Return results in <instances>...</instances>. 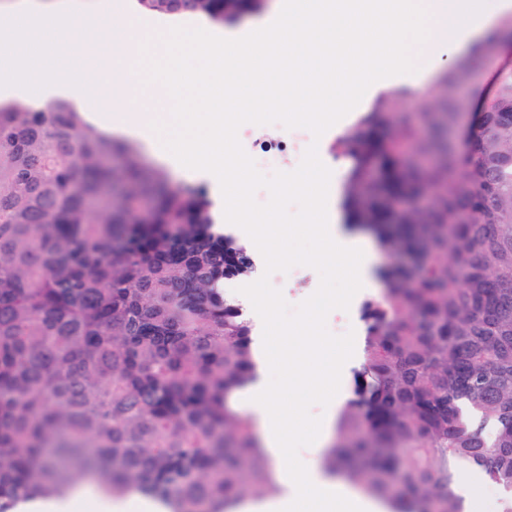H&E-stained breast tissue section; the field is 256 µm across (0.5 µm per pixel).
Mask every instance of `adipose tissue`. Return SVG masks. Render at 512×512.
<instances>
[{
	"label": "adipose tissue",
	"mask_w": 512,
	"mask_h": 512,
	"mask_svg": "<svg viewBox=\"0 0 512 512\" xmlns=\"http://www.w3.org/2000/svg\"><path fill=\"white\" fill-rule=\"evenodd\" d=\"M325 161L317 159L312 171L297 181V189L309 194L316 214L313 233L323 243L329 262L336 264L349 292L376 287L374 277L376 256L363 238L343 235L337 224L331 223L328 202L335 194L325 176ZM261 353L267 361L277 362L280 372L278 385L258 378L244 393L250 415L257 425L265 449L271 458L282 457L293 437L284 427V416L278 397L284 392L305 391L322 394L328 412H335L336 397L326 393V386L335 384L336 369L328 366L311 373L304 366V354L286 331L265 329L261 338ZM280 493L276 499L248 505L246 512H293L295 495H302L310 505L309 512H378L373 503L365 501L351 486L331 481L308 471L282 473Z\"/></svg>",
	"instance_id": "1"
}]
</instances>
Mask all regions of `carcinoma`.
<instances>
[{"mask_svg": "<svg viewBox=\"0 0 512 512\" xmlns=\"http://www.w3.org/2000/svg\"><path fill=\"white\" fill-rule=\"evenodd\" d=\"M224 24L260 0H138ZM448 106L404 120L385 94L336 142L344 207L387 251L362 307L361 362L325 471L395 504L462 512L456 474L479 471L512 512V68L472 154ZM434 190V203L408 201ZM254 269L202 186L143 167L71 101L0 100V512L65 499L93 474L112 498L167 512H226L245 489L277 492L239 408L256 378L252 325L224 280Z\"/></svg>", "mask_w": 512, "mask_h": 512, "instance_id": "carcinoma-1", "label": "carcinoma"}]
</instances>
